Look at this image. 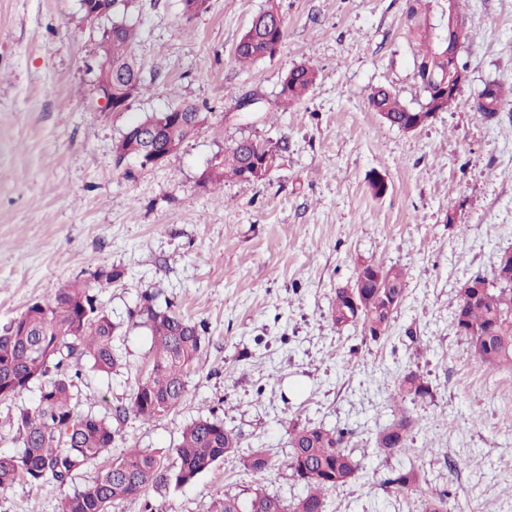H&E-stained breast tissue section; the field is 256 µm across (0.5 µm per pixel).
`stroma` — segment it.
<instances>
[{"mask_svg": "<svg viewBox=\"0 0 512 512\" xmlns=\"http://www.w3.org/2000/svg\"><path fill=\"white\" fill-rule=\"evenodd\" d=\"M413 0H210L189 17L181 0H131L126 20L145 93L107 112L97 86L103 24L80 0H0V326L34 301L80 284L120 324L124 365L84 371L83 410L127 404L151 357L138 315L145 297L200 323L201 360L181 405L149 423L119 425L127 443L172 454L184 427L214 416L238 454L192 484L150 492L153 512H212L216 493L243 494L239 462L267 449L264 493L292 504L305 491L286 466L292 422L344 430L357 479L332 489L326 512H426L422 498L383 486L414 467L447 491L444 512H512V370H487L452 326L459 291L492 277L512 251V102L494 119L475 112L488 80L512 89V0H459L472 39L459 57L468 80L454 104L406 133L369 106L385 87L408 107L424 100ZM274 8L286 39L240 67L234 49ZM317 80L284 102L288 72ZM181 104L204 116L160 164L117 162L124 129ZM282 146L256 182L216 187L203 176L244 137ZM387 183L370 189L373 175ZM365 264L407 270L405 297L379 340L329 313ZM120 272L100 286L98 275ZM431 397L406 401L413 453L383 457L375 437L394 418L405 372ZM57 496L20 484L0 512H55Z\"/></svg>", "mask_w": 512, "mask_h": 512, "instance_id": "obj_1", "label": "stroma"}]
</instances>
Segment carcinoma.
Here are the masks:
<instances>
[{
	"label": "carcinoma",
	"instance_id": "carcinoma-1",
	"mask_svg": "<svg viewBox=\"0 0 512 512\" xmlns=\"http://www.w3.org/2000/svg\"><path fill=\"white\" fill-rule=\"evenodd\" d=\"M126 9L124 5L106 18L113 27L112 62L135 80L140 93L145 83L134 54V28L125 19ZM272 13V9L260 13L243 33L234 50L237 62L252 64L266 57V46L273 36L268 29V15ZM408 17L420 38L417 64L424 103L417 111L422 112L435 103L440 86L448 81V55L445 46L432 42L423 32L427 23L417 9H411ZM316 79L317 73L310 66L292 69L286 77V100L305 98ZM504 101L501 84L489 81L475 98L474 110L491 118ZM369 105L400 123L411 111L385 87L371 94ZM258 160L260 156L251 153L242 138L224 149L222 159L213 162L208 181L213 185L227 179L244 181ZM385 273L391 287L383 297L366 299L359 316L364 332L375 341L376 328L388 333L407 285L403 270L389 267ZM347 294V289H337L331 306L330 317L338 327L348 322L344 313L349 308ZM391 296L396 301L389 300ZM139 316L151 333L150 368L138 381L130 402L115 408L110 417L80 410L78 381L82 371L71 369L72 360L85 358L91 369L108 375L121 361L115 345L119 325L101 310L90 289L77 285L62 288L53 298L27 306L0 328V401L13 399L34 384L39 391L37 402L14 416L20 449L14 454H0L1 492L18 483L44 491L68 485L79 471L114 447L117 431L112 421L124 423L131 417L148 423L181 403L187 393V377L203 352L200 329L170 306L152 304L148 296ZM453 327L463 329L473 356L487 369L512 368V284L490 283L474 295L460 291ZM429 395V383L417 371L405 373L396 383L395 396L402 401ZM411 428L410 417L400 412L377 433V451L386 457L410 451ZM289 447L287 467L306 484V493L292 506L260 489L272 462L264 449L255 448L243 458V467L255 485L253 492L246 500L216 494L214 512H326L328 492L358 477L360 463L347 450L341 430L295 424L289 433ZM238 448V436L224 428L222 420L199 417L183 429L173 456L144 448L123 449L111 464L98 469L91 483L62 497L57 512H110L115 503L139 498L150 489L185 486L218 461L236 455ZM386 485L397 493L426 496L412 467L394 472Z\"/></svg>",
	"mask_w": 512,
	"mask_h": 512
}]
</instances>
